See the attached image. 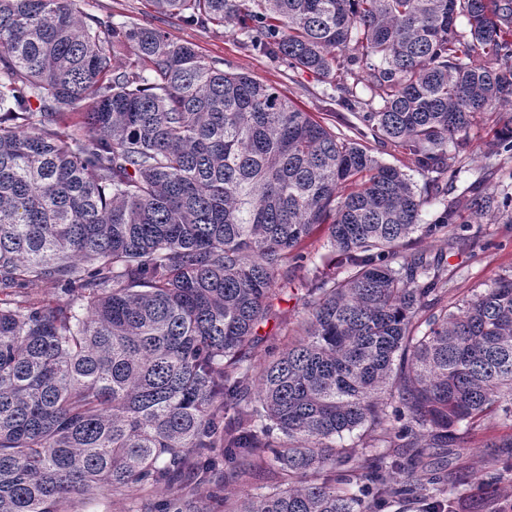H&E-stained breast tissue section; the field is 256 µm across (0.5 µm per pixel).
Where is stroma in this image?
Returning a JSON list of instances; mask_svg holds the SVG:
<instances>
[{"mask_svg":"<svg viewBox=\"0 0 512 512\" xmlns=\"http://www.w3.org/2000/svg\"><path fill=\"white\" fill-rule=\"evenodd\" d=\"M84 12L160 29L179 41L196 45L210 63L228 72L248 74L271 84L299 108L330 127L335 133L356 138L360 121L356 114L337 103L338 93L311 74L294 71L279 61L256 53L243 42L237 27L202 28L183 24L153 11L146 0H82ZM470 148L458 163L457 173L440 178V193L427 197L419 221L431 224L447 204L456 211L445 232L435 236L413 234L407 254L442 256L445 293L442 304L456 306L483 291L503 276L512 275V152L495 142L491 115H484L469 130ZM489 205L476 213L474 201ZM324 235L310 239L304 258L279 271L276 281L288 291L276 303V315L260 328L261 339L252 351L254 363L287 346L288 338L306 316L305 286L314 268L324 266L328 251ZM512 436V419L498 412L487 414L466 434L457 454H441L432 463L445 474L460 469L500 474L498 483L483 488L465 482L448 486L452 512H512V460H503L497 444ZM170 490L164 486L134 487L124 494L95 491L74 498L70 512H144L165 500Z\"/></svg>","mask_w":512,"mask_h":512,"instance_id":"1","label":"stroma"}]
</instances>
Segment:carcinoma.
<instances>
[{
  "instance_id": "carcinoma-1",
  "label": "carcinoma",
  "mask_w": 512,
  "mask_h": 512,
  "mask_svg": "<svg viewBox=\"0 0 512 512\" xmlns=\"http://www.w3.org/2000/svg\"><path fill=\"white\" fill-rule=\"evenodd\" d=\"M0 0V512H65L77 494L172 486L191 470L248 482L233 512H375L427 497L475 420L512 417V277L454 310L441 266L411 254L424 194L271 84L188 42ZM339 92L363 128L442 175L496 115L512 151V0H148ZM463 18L468 31L457 29ZM353 83H348V79ZM371 92L364 102L359 83ZM79 118L80 136L62 131ZM325 230L307 318L254 367L273 283ZM52 284L87 303L47 304ZM233 420L224 422L228 412ZM380 431L388 451L336 447Z\"/></svg>"
}]
</instances>
